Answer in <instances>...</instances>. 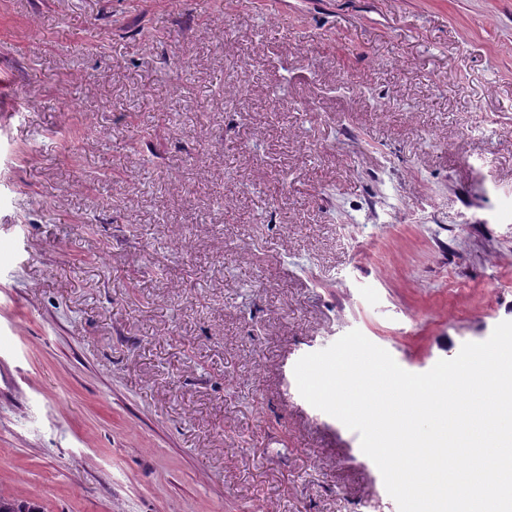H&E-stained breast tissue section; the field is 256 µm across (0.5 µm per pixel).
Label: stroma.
<instances>
[{"mask_svg":"<svg viewBox=\"0 0 512 512\" xmlns=\"http://www.w3.org/2000/svg\"><path fill=\"white\" fill-rule=\"evenodd\" d=\"M512 321V0H0V497L399 512L294 366Z\"/></svg>","mask_w":512,"mask_h":512,"instance_id":"stroma-1","label":"stroma"}]
</instances>
